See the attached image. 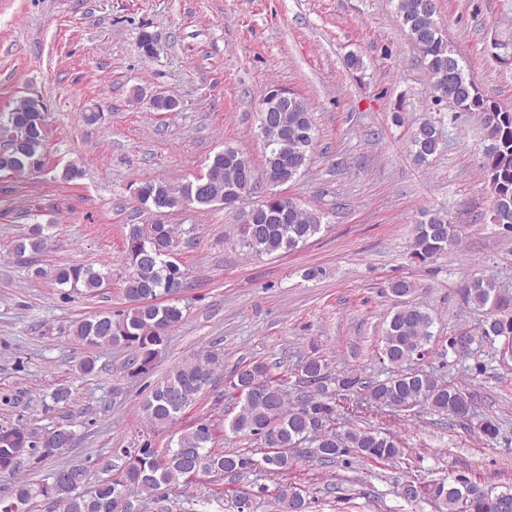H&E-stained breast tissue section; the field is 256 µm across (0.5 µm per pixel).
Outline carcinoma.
<instances>
[{"mask_svg":"<svg viewBox=\"0 0 512 512\" xmlns=\"http://www.w3.org/2000/svg\"><path fill=\"white\" fill-rule=\"evenodd\" d=\"M396 18L421 56L434 101L444 99L465 112L479 116L486 131L482 170L487 178L492 208L512 209V111L484 95L464 64L463 57L448 44L437 18L436 0H396ZM275 122L263 136L266 172L274 173L272 186L295 181L307 168L317 146L318 129L308 103L290 92L285 98L269 97ZM8 141L0 153V171L14 174L38 172L45 165L46 123L43 103L23 98L10 112V121L0 124ZM441 128L430 118L414 130L411 146L417 162L425 163L439 149ZM252 167L245 152L226 147L208 158L197 185H214L236 199L257 193L253 180L241 178L244 168ZM135 198L149 212L171 210L184 205L222 204L221 197L190 199L191 183L173 186L143 179L134 188ZM51 224H33L18 239L15 251L37 255L48 242ZM322 217L296 204H285L278 193H269L253 208L251 221L241 227V242L257 255H280L297 249L321 231ZM456 240L454 225L444 215L433 214L415 225L411 257L424 262L449 249ZM126 260L131 268L125 281L126 309L117 315L94 314L73 326L72 335L89 347L122 346L130 352L131 374L149 371L170 331L184 320L183 309L175 294L184 288L186 273L173 260V229L156 221L143 229L129 225L125 238ZM61 286L97 292L106 287L108 274L83 265L59 266L52 271ZM399 303L390 314L382 336L383 354L401 366L425 353L433 334L429 312L412 300L414 285L407 280L391 284ZM468 298L486 308L487 316L470 340L480 337L490 342L498 338L512 344V296L503 292L490 276L472 278L466 288ZM222 361L215 352H203L190 363L175 366L165 381L154 389L143 405L147 422L154 428L177 421L182 413L214 381ZM325 366L312 358L300 366L304 381L315 390L290 401L282 388L283 379L263 362L241 364L233 387L239 393L241 407L229 422L236 435L256 436L262 440L275 435L277 444L262 457L265 471L286 475L293 466L292 449L307 442L310 456L322 464H334L354 452L361 458L395 460L402 454L399 444L371 427L335 428L337 391L357 387L377 406L409 411L424 406L449 420L471 417V400L461 389L440 382L426 372L397 373L380 380L347 376L337 380L338 389H329ZM74 432L59 426L44 436L24 427H0V471L17 474L25 456L43 448L67 449L73 445ZM210 425L199 423L185 429L174 444L154 448L146 441L140 448L116 449L99 458L98 469L108 477L97 480L91 490L83 489L92 479L91 469L70 465L54 471L50 479L39 483L20 482L14 495L27 502L49 499L63 512H112V502L120 499L126 512H136L135 493L153 497L159 490L180 482L187 483L201 472L220 471L238 477L253 469L256 461L236 452H217L210 447ZM443 512H512V487L494 492L459 477L448 483L432 484ZM278 500L288 512H305V497L294 487L281 491Z\"/></svg>","mask_w":512,"mask_h":512,"instance_id":"carcinoma-1","label":"carcinoma"}]
</instances>
